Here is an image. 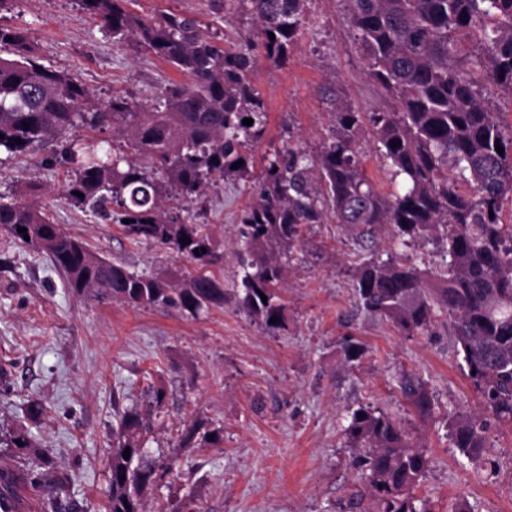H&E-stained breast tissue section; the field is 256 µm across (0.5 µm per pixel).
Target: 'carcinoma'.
<instances>
[{"mask_svg":"<svg viewBox=\"0 0 512 512\" xmlns=\"http://www.w3.org/2000/svg\"><path fill=\"white\" fill-rule=\"evenodd\" d=\"M78 2L116 42L168 62L185 81L167 82L146 109L120 95L94 103L70 74L39 62L27 29L0 25V149L21 152L79 126L124 125L127 143L118 151L102 152L91 143L66 148L62 160L70 178L64 196L115 220L128 235L189 259L196 269L175 282L131 272L63 232L32 202L0 197V227L14 242L42 252L78 295L136 309L170 306L192 317L222 307L224 281L209 268L224 264V250L208 225L190 224L179 211L163 209L161 198L170 190L189 203L211 182L251 174L249 149L263 138L267 124L265 101L254 82L252 38L226 48L203 34L193 16L146 17L130 9L133 0ZM306 2L209 0V6L226 21L250 17L265 57L277 63L305 27ZM344 4L368 78L385 91L392 108L358 112L336 101L328 140L317 155L300 148L288 132L253 179V200L240 216L236 304L268 330L288 327L279 290L285 264L294 259L310 224L332 218L351 228L368 250L381 224L404 246L435 241L445 260L435 283L416 266L373 254L354 266V294L366 313L408 336L432 331L436 308L448 312L456 357L480 399L478 413L449 420L448 436L472 459L486 447L492 424L512 423V224L500 217L504 199L512 195V132L505 133L495 109L498 96L512 98V0ZM474 33L477 47L467 53L464 43ZM245 118L253 125L243 124ZM368 129L402 192L381 194L366 176L359 142ZM240 160L243 164L232 168ZM183 237L187 242H180ZM272 317L277 322H270ZM363 351L352 334L344 336L347 361L358 360ZM401 388L421 418L432 414L433 396L420 379L407 377ZM164 399V389H156L153 411L118 415L106 512H145L146 492L176 469V462L165 463L143 446ZM345 435L356 451L357 479L336 500L334 512H433L430 502L415 494L430 468L415 433L380 409L360 405L351 411ZM221 441L220 429L196 423L186 429L180 447L194 442L216 447ZM5 446L27 452L36 441L20 424L8 431ZM35 456L32 469L0 470V512H16L24 492L39 493L46 486L55 496L43 500V512H74L70 475L47 452Z\"/></svg>","mask_w":512,"mask_h":512,"instance_id":"cac0c4a2","label":"carcinoma"}]
</instances>
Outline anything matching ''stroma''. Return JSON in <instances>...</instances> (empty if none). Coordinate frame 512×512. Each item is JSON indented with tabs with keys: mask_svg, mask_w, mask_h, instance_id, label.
<instances>
[{
	"mask_svg": "<svg viewBox=\"0 0 512 512\" xmlns=\"http://www.w3.org/2000/svg\"><path fill=\"white\" fill-rule=\"evenodd\" d=\"M133 8L147 16H196L204 33L227 46L246 34L245 20L224 22L208 0H135ZM0 24L27 28L41 63L70 73L95 102L121 95L152 104L177 76L134 44H116L77 0H15L0 11ZM253 56L254 80L268 109L265 136L253 148L254 173L281 147L286 125L303 149L319 152L333 96L361 112L385 106L354 45L343 0H308L304 33L281 64L258 48ZM86 141L117 148L125 137L117 126L79 127L63 142L1 152L0 196L36 200L66 233L130 271L178 277L192 270L186 258L132 238L122 225L63 197L68 173L58 156L65 143ZM249 200V182L220 180L185 206L192 222L208 225L224 249L219 273L228 293L223 307L195 318L173 307L133 309L77 296L41 254L14 244L0 228V367L9 382L0 390V427L24 422L22 406L40 401L43 414L24 423L39 449L69 471L72 498L85 512H103L115 413L133 406L147 411L151 389L161 388L168 413L154 424L147 446L177 456V475L147 494V512L190 498L203 512H329L355 476L347 412L371 405L414 429L427 449L430 469L416 494L434 512H451L462 499L472 512H512V426L491 428L477 458L453 447L449 420L478 411L479 400L458 365L447 316L437 315L432 333L409 338L360 309L351 272L362 250L347 227L330 222L306 230L281 290L287 330H264L238 311L235 252ZM377 242L405 264L433 272L444 264L433 242L395 246L384 230ZM348 333L365 348L351 364L341 351ZM407 376L432 392L430 417L419 418L403 397ZM199 420L223 428L221 447H180L182 431Z\"/></svg>",
	"mask_w": 512,
	"mask_h": 512,
	"instance_id": "obj_1",
	"label": "stroma"
}]
</instances>
